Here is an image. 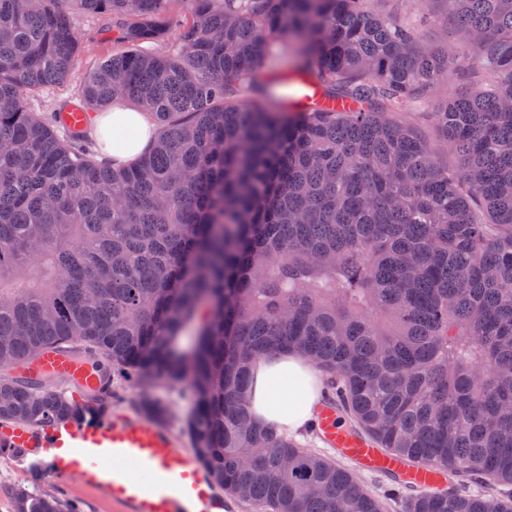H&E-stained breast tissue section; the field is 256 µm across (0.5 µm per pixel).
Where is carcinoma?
Wrapping results in <instances>:
<instances>
[{
  "label": "carcinoma",
  "instance_id": "1",
  "mask_svg": "<svg viewBox=\"0 0 512 512\" xmlns=\"http://www.w3.org/2000/svg\"><path fill=\"white\" fill-rule=\"evenodd\" d=\"M381 2L0 0V368L75 343L104 380L139 382L157 423L177 402L149 389H178L194 457L230 497L384 512L349 469L252 420V361L297 350L387 453L512 484V0H443L454 53ZM82 17L112 56L37 112L74 69ZM284 39L295 75L264 74ZM450 70L486 80L429 113L452 167L400 119ZM292 81L353 109H301L275 92ZM117 100L157 124L129 165L63 120ZM111 404L0 374V426L82 424ZM12 512L81 510L36 486ZM408 512L512 501L423 491Z\"/></svg>",
  "mask_w": 512,
  "mask_h": 512
}]
</instances>
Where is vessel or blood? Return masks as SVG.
I'll use <instances>...</instances> for the list:
<instances>
[{
	"label": "vessel or blood",
	"instance_id": "b4317fda",
	"mask_svg": "<svg viewBox=\"0 0 512 512\" xmlns=\"http://www.w3.org/2000/svg\"><path fill=\"white\" fill-rule=\"evenodd\" d=\"M12 373L34 384L50 379L75 387L87 397L97 395L102 385L93 358L72 348L48 351L35 362L14 367ZM318 426L324 446L359 468L404 473L422 487H436L445 480L435 467H411L372 440L339 426L333 404L322 406ZM0 438L39 457L50 476L73 474L86 485L102 488L127 512H222L224 508L194 457L181 449L178 437L140 418L40 432L2 425Z\"/></svg>",
	"mask_w": 512,
	"mask_h": 512
}]
</instances>
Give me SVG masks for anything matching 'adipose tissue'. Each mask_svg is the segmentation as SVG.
<instances>
[{
  "label": "adipose tissue",
  "mask_w": 512,
  "mask_h": 512,
  "mask_svg": "<svg viewBox=\"0 0 512 512\" xmlns=\"http://www.w3.org/2000/svg\"><path fill=\"white\" fill-rule=\"evenodd\" d=\"M98 133L112 143V154L122 160L141 155L154 138V126L140 109L116 105L101 113ZM321 382L311 362L293 351L266 355L252 366L249 388L256 423L286 434L313 427V410L320 399Z\"/></svg>",
  "instance_id": "obj_1"
}]
</instances>
